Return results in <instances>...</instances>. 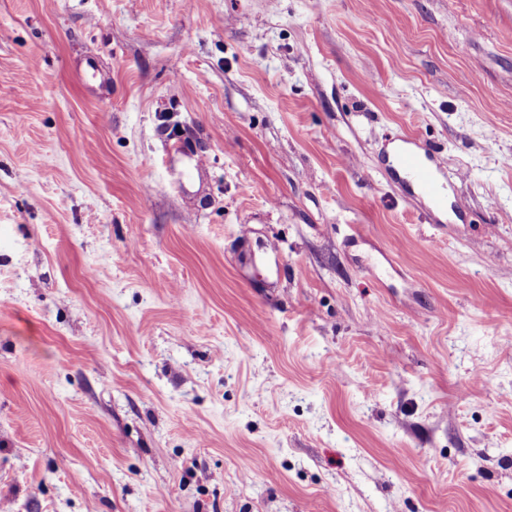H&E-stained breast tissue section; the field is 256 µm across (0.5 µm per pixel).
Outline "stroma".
<instances>
[{
	"label": "stroma",
	"mask_w": 512,
	"mask_h": 512,
	"mask_svg": "<svg viewBox=\"0 0 512 512\" xmlns=\"http://www.w3.org/2000/svg\"><path fill=\"white\" fill-rule=\"evenodd\" d=\"M509 156L512 0H0V512H512ZM396 167L422 195L433 200L439 197L446 175V168L439 158L425 150L406 149L397 156Z\"/></svg>",
	"instance_id": "stroma-1"
}]
</instances>
